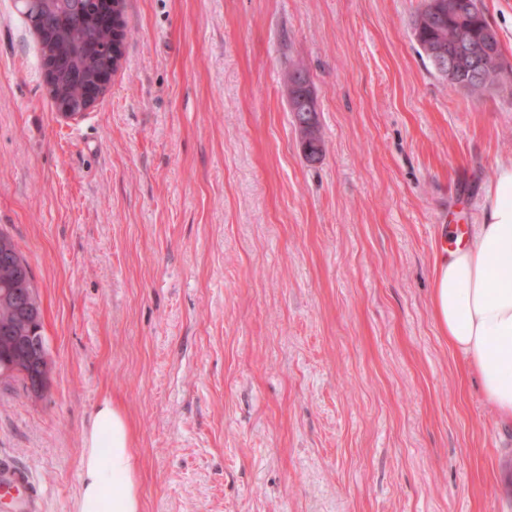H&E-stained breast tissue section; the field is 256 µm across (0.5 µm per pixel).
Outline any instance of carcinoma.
I'll return each instance as SVG.
<instances>
[{
  "label": "carcinoma",
  "instance_id": "carcinoma-1",
  "mask_svg": "<svg viewBox=\"0 0 512 512\" xmlns=\"http://www.w3.org/2000/svg\"><path fill=\"white\" fill-rule=\"evenodd\" d=\"M468 6L467 19L475 36L482 35L487 25L483 12L478 8V0H459ZM440 13L431 11L430 0L418 12L413 24L414 37L423 49L451 43L455 36L458 16L448 11V0H439ZM58 5L54 3L32 6L26 19L43 29L48 28L56 35L57 47L66 59L69 68L75 72H88L93 69L97 58L109 51L110 40L106 31L95 22L99 11L98 0H68L59 15ZM287 80L295 90L297 97L313 92L306 70L297 66L290 70ZM448 85L454 89H463L471 94H479L493 85L496 77H488L480 83L468 69H457L445 77ZM28 292V302L33 314L26 317L21 329L26 336H32L35 342L29 343L28 350L48 355L46 338L43 334V316L41 302L33 284V275L29 263L18 250L13 240L0 232V356L14 357L23 353V349L11 342V333L4 329L15 326L17 321L16 292Z\"/></svg>",
  "mask_w": 512,
  "mask_h": 512
}]
</instances>
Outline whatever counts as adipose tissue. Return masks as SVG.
Segmentation results:
<instances>
[{"label": "adipose tissue", "instance_id": "1", "mask_svg": "<svg viewBox=\"0 0 512 512\" xmlns=\"http://www.w3.org/2000/svg\"><path fill=\"white\" fill-rule=\"evenodd\" d=\"M472 230L448 228L435 256L431 312L449 345L477 373L482 393L512 421V159L500 163ZM131 428L111 402L82 436L76 512H140Z\"/></svg>", "mask_w": 512, "mask_h": 512}]
</instances>
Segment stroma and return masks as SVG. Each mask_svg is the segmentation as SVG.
<instances>
[{
	"label": "stroma",
	"mask_w": 512,
	"mask_h": 512,
	"mask_svg": "<svg viewBox=\"0 0 512 512\" xmlns=\"http://www.w3.org/2000/svg\"><path fill=\"white\" fill-rule=\"evenodd\" d=\"M423 3L125 0L122 65L66 118L0 0V231L51 362L38 395L0 376V453L46 512H74L106 400L141 512H512V423L430 310L442 227L512 158V0L479 2L502 81L478 96L421 56ZM286 79L288 80V83L286 86L287 97H288V84L291 83L295 87V90H293V93L297 95L295 104H296L299 112H294V110L290 106L289 101H288V107H289V111L292 112L295 121H297V119L303 118L306 114V112H301V110L303 109V106L298 101V98L303 97V95L305 93L308 94L309 92L313 95L314 91L311 87L306 70L303 67H300V66L294 67L292 70H290L288 72ZM313 96H315V95H313ZM313 113L316 116V125H317V131H318L317 110H316V112H313ZM296 126H297V130L299 132L301 146H304L305 148H307L309 150L306 152L307 159L313 160V161L318 160L320 158V156L318 154H315L312 151H310V148L317 146L316 140L318 138L322 144V154H323L324 142L322 140L321 134H320V136H318V134L320 133V130L317 133L316 126H315L313 119H309V120H305V121H297Z\"/></svg>",
	"instance_id": "stroma-1"
}]
</instances>
